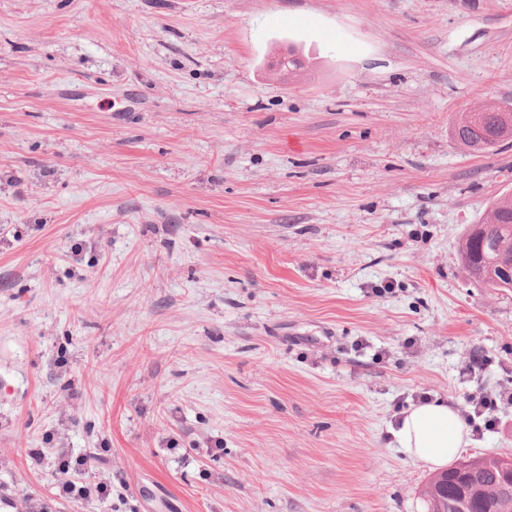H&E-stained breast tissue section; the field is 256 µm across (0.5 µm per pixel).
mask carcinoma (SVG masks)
<instances>
[{
	"label": "carcinoma",
	"mask_w": 512,
	"mask_h": 512,
	"mask_svg": "<svg viewBox=\"0 0 512 512\" xmlns=\"http://www.w3.org/2000/svg\"><path fill=\"white\" fill-rule=\"evenodd\" d=\"M452 139L471 153L490 150L483 136L458 118ZM501 253L512 254V196L492 201L488 217L464 232L458 247L462 268L473 281L499 291L512 290L506 277L493 265ZM467 475L457 484V470L449 468L430 477L419 491L426 512H512V456L489 455L457 463Z\"/></svg>",
	"instance_id": "obj_1"
}]
</instances>
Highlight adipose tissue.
Masks as SVG:
<instances>
[{
  "instance_id": "obj_1",
  "label": "adipose tissue",
  "mask_w": 512,
  "mask_h": 512,
  "mask_svg": "<svg viewBox=\"0 0 512 512\" xmlns=\"http://www.w3.org/2000/svg\"><path fill=\"white\" fill-rule=\"evenodd\" d=\"M392 434L402 454L433 470L448 466L468 443L459 412L439 398L410 406Z\"/></svg>"
}]
</instances>
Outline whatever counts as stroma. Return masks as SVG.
Masks as SVG:
<instances>
[{
  "label": "stroma",
  "instance_id": "35a3bbf8",
  "mask_svg": "<svg viewBox=\"0 0 512 512\" xmlns=\"http://www.w3.org/2000/svg\"><path fill=\"white\" fill-rule=\"evenodd\" d=\"M503 101L512 0H0L11 512H423L402 412L512 392V292L457 259L512 144L450 135ZM463 114L460 115L451 129L452 139L470 153H484L494 148L486 146L483 136L464 122ZM61 488L65 495L75 501L86 500L92 495H96L98 498H106L110 495V489L102 483L88 484L68 479L62 483Z\"/></svg>",
  "mask_w": 512,
  "mask_h": 512
}]
</instances>
